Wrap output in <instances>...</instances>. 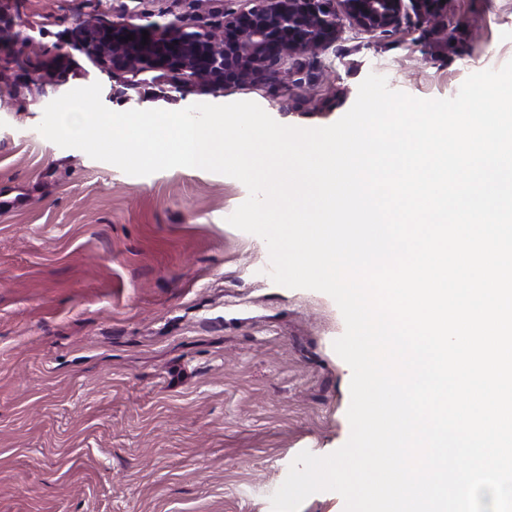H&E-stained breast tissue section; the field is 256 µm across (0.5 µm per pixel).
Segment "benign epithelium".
Segmentation results:
<instances>
[{
  "label": "benign epithelium",
  "instance_id": "obj_1",
  "mask_svg": "<svg viewBox=\"0 0 512 512\" xmlns=\"http://www.w3.org/2000/svg\"><path fill=\"white\" fill-rule=\"evenodd\" d=\"M255 5L223 14V21L193 29L170 22L139 25L127 18L84 22L78 32L82 50L101 66L134 73L165 70L179 88L205 86L217 93L227 83L281 80V60L325 48L342 31L336 4L349 23L364 30L387 31L407 8L429 19L438 0H253ZM148 32L142 44V32ZM134 39L129 40L127 36Z\"/></svg>",
  "mask_w": 512,
  "mask_h": 512
}]
</instances>
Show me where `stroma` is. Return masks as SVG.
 <instances>
[{
	"label": "stroma",
	"mask_w": 512,
	"mask_h": 512,
	"mask_svg": "<svg viewBox=\"0 0 512 512\" xmlns=\"http://www.w3.org/2000/svg\"><path fill=\"white\" fill-rule=\"evenodd\" d=\"M249 6L0 0V512H271L299 452L349 438L343 316L325 293L275 284L264 240L228 224L242 183L199 168L130 176L37 126L96 81L114 111L248 100L300 128L340 119L372 73L450 98L512 60V0H447L386 32L348 25L290 57L281 83L219 94L104 70L77 42L89 19L190 26Z\"/></svg>",
	"instance_id": "obj_1"
}]
</instances>
